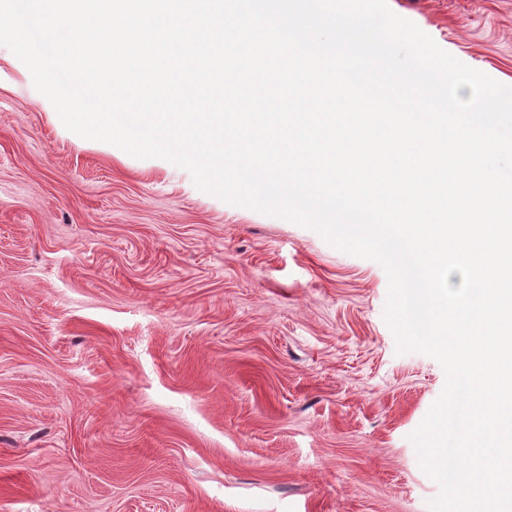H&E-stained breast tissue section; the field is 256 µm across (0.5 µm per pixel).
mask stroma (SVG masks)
I'll return each mask as SVG.
<instances>
[{"label": "stroma", "instance_id": "stroma-1", "mask_svg": "<svg viewBox=\"0 0 512 512\" xmlns=\"http://www.w3.org/2000/svg\"><path fill=\"white\" fill-rule=\"evenodd\" d=\"M512 86V0H387ZM388 279L74 135L0 45V512H428Z\"/></svg>", "mask_w": 512, "mask_h": 512}]
</instances>
